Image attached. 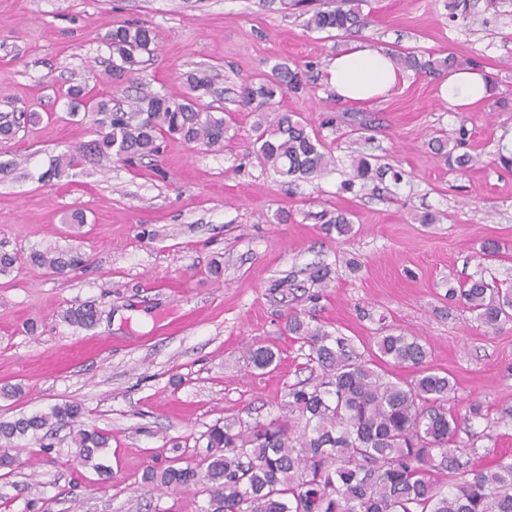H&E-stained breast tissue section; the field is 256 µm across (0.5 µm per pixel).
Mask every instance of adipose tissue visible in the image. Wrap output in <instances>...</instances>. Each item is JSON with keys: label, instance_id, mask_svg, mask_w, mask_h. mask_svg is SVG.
<instances>
[{"label": "adipose tissue", "instance_id": "ef3b65f1", "mask_svg": "<svg viewBox=\"0 0 512 512\" xmlns=\"http://www.w3.org/2000/svg\"><path fill=\"white\" fill-rule=\"evenodd\" d=\"M326 81L337 98L365 102L386 95L402 79L390 55L360 43L329 59ZM491 82L486 71L473 68L452 70L441 84V95L450 107H468L490 98Z\"/></svg>", "mask_w": 512, "mask_h": 512}]
</instances>
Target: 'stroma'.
Listing matches in <instances>:
<instances>
[{
  "label": "stroma",
  "instance_id": "stroma-1",
  "mask_svg": "<svg viewBox=\"0 0 512 512\" xmlns=\"http://www.w3.org/2000/svg\"><path fill=\"white\" fill-rule=\"evenodd\" d=\"M447 0H364L359 35L306 27L318 0H0V113L20 116L0 139V421L84 408L54 428L33 467L0 475V512H202L201 487L174 492L142 484L147 467L194 463L197 440L216 422H267L283 413L290 386L320 370L288 316L350 340L363 355L382 328L419 336L429 367L456 379L455 405L481 401L486 419L468 431L487 458L512 453V323L490 330L448 291L472 275L512 282V167L498 160L512 139V0L488 24L451 21ZM150 25L134 83L114 85L111 23ZM362 41L388 52L454 55L487 70L492 96L455 112L441 77L406 72L387 96L337 100L326 61ZM298 65L303 87L274 109L299 113L336 159L313 181L286 183L256 158L257 115L240 90L280 63ZM211 78L201 108L224 111V145L166 140L136 166L87 163L47 178L55 156L95 139L99 117L69 110L80 85L125 103L185 90V75ZM464 138L482 162L461 174L434 154L437 134ZM386 174L357 179L358 151ZM83 223L70 221L72 213ZM348 213L352 231L329 235L323 213ZM431 214L435 221L420 223ZM499 241L498 258L476 256ZM77 249L86 263L64 274L31 265V252ZM96 303L89 330L67 308ZM276 360L254 368L250 351ZM112 440L107 475L74 460L77 428Z\"/></svg>",
  "mask_w": 512,
  "mask_h": 512
}]
</instances>
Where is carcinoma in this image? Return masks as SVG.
<instances>
[{
    "instance_id": "obj_1",
    "label": "carcinoma",
    "mask_w": 512,
    "mask_h": 512,
    "mask_svg": "<svg viewBox=\"0 0 512 512\" xmlns=\"http://www.w3.org/2000/svg\"><path fill=\"white\" fill-rule=\"evenodd\" d=\"M360 0H337L336 6L314 12L309 29L342 34L367 25ZM450 18L467 25L478 21L470 0H448ZM112 48V79L134 81L137 54L150 52L153 29L144 22H122L108 33ZM402 71L441 74L457 66L454 56L420 57L413 52L394 55ZM188 92L143 95L128 108L106 97L90 98L81 86L66 95L76 106L108 116L97 138L53 159L56 177L85 162L133 163L160 153L168 136L206 148L224 143V117L199 108L194 93L209 88L207 76L186 75ZM302 86L299 68L274 66L257 84L241 88L242 103L261 113L256 125L257 159L281 177L316 179L333 164L330 152L308 124L295 113L265 111L278 95ZM431 146L451 168L466 171L481 163L477 156L455 154L445 137ZM358 177L384 174L370 155L357 159ZM326 234L344 235L352 224L344 213L324 221ZM32 264L53 273L79 268L84 256L74 250L46 249L31 253ZM475 314V320L497 330L512 322V286L503 288L484 277L463 288L448 289ZM100 311L93 302L67 310L68 323L93 328ZM288 331L305 340L322 377L289 389L288 413L267 423H215L202 434L206 453L195 465L179 460L161 469L150 467L144 483L189 489L205 482L208 505L202 512H512V457L500 456L478 467L479 449L460 443V433L474 419L484 418V406L472 400L460 412L450 405L455 388L450 377L427 366L428 350L415 336L389 331L378 337L377 359H366L344 336L312 327L299 314L288 317ZM275 354L259 347L251 353L255 368L272 365ZM415 370L409 382H394L384 366ZM83 414L76 402L52 408L48 414L21 415L0 422V442L15 446L21 439L43 441L52 421L74 422ZM108 434L95 428L78 430L74 443L82 466L101 470L97 453L108 447Z\"/></svg>"
}]
</instances>
